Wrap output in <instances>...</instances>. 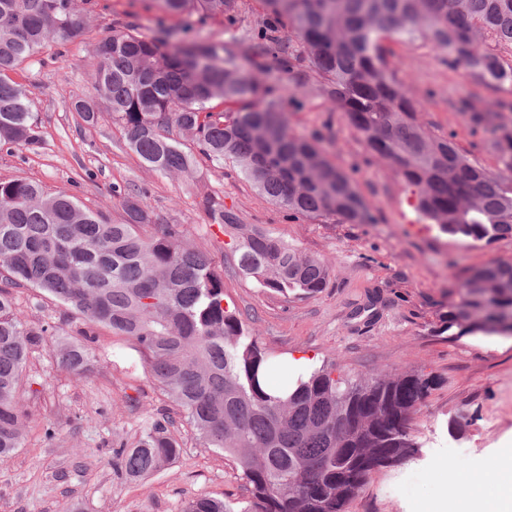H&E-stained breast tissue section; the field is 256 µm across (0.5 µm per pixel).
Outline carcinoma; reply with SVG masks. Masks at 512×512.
I'll use <instances>...</instances> for the list:
<instances>
[{"instance_id":"cac0c4a2","label":"carcinoma","mask_w":512,"mask_h":512,"mask_svg":"<svg viewBox=\"0 0 512 512\" xmlns=\"http://www.w3.org/2000/svg\"><path fill=\"white\" fill-rule=\"evenodd\" d=\"M179 27L205 26L235 12L237 0H160ZM270 14L294 34L367 148L392 164L416 210L451 236L487 243L512 237V187L469 162L453 135L423 126L416 103L389 68L384 41L423 39L488 85H512V64L485 42L512 46V0H267ZM98 0H0V149L41 144L34 103L11 78L48 44L86 33ZM177 27V28H179ZM112 29L95 48L93 98L72 103L88 125L111 117L126 145L152 170L195 178L197 157L231 165L259 194L292 218L370 222L351 176L314 140L291 132L295 96L263 79L266 63L236 41L173 40ZM292 60V61H294ZM291 60L282 61L285 68ZM488 108L479 120L501 131L495 142L512 172V133ZM188 136L184 143L174 132ZM120 198L123 221L82 206L65 191L48 193L26 179L0 180V467L21 447L26 427L21 392L29 357L50 349L80 378L89 352L54 341L55 327L30 326L14 291L35 288L83 317L84 336L98 327L125 340L177 407V417H144L134 441L114 452L134 481L167 469L182 446L176 421L192 427L205 448L224 451L240 471L245 496L188 500L182 512H346L368 477L418 452L412 416L437 385L411 372L351 378L321 364L288 394L267 379L280 363L226 301L224 276L195 249L180 224H156L148 191ZM200 205L224 227L238 269L284 298H307L327 285L329 268L254 225L212 195ZM460 301L448 307L459 335H512V264L496 261L465 277Z\"/></svg>"}]
</instances>
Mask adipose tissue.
I'll return each mask as SVG.
<instances>
[{
    "label": "adipose tissue",
    "mask_w": 512,
    "mask_h": 512,
    "mask_svg": "<svg viewBox=\"0 0 512 512\" xmlns=\"http://www.w3.org/2000/svg\"><path fill=\"white\" fill-rule=\"evenodd\" d=\"M494 465L498 482L489 497L479 487L476 474L464 468L447 471V512H512V456L497 459Z\"/></svg>",
    "instance_id": "adipose-tissue-1"
}]
</instances>
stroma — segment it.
<instances>
[{"label":"stroma","mask_w":512,"mask_h":512,"mask_svg":"<svg viewBox=\"0 0 512 512\" xmlns=\"http://www.w3.org/2000/svg\"><path fill=\"white\" fill-rule=\"evenodd\" d=\"M162 17L157 0H99L86 34L68 44L63 57L54 58L48 47L13 73L36 105L42 144L12 154L0 151V180H34L48 192L74 194L111 222L123 217L113 188L147 189L157 223L184 225L190 242L210 254L224 274L225 294L275 358L305 355L352 376H435L438 384L412 422L418 454L373 473L346 512H432L443 495L435 478L440 468L473 469L486 488H493L498 479L493 460L512 455V336L450 335L447 314L459 301L466 272L491 261L512 263V238L474 242L419 220L397 170L370 152L305 62L279 75L296 91L290 129L318 140L351 175L371 223L290 218L233 168L203 158L191 184L149 170L109 118L87 125L70 104L93 95L95 46L112 27L151 36ZM232 34L247 54L259 43L293 55L302 52L296 38H283L265 0H238L231 19L198 32L216 42ZM385 46L395 79L423 105L420 122L453 135L470 162L504 173L493 135L475 116L497 106L500 123L512 130V87L478 84L425 41L389 40ZM206 193L221 198L242 223L258 225L324 260L326 288L310 298L286 300L243 276L198 205ZM15 298L23 320L54 325L58 336L78 340L80 316L37 299L29 288L19 289ZM87 346L92 358L80 378L45 353L27 365L22 406L28 428L20 450L0 469V512H71L76 505L83 512H181L191 498L243 495V481L223 452L201 447L183 424L175 428L182 453L171 467L143 483L117 473L112 457L119 443L135 436L144 415L170 413L174 407L145 366L129 369L135 351L109 330L97 329ZM452 420L459 433H449ZM47 423L55 429L50 439L43 431Z\"/></svg>","instance_id":"35a3bbf8"}]
</instances>
